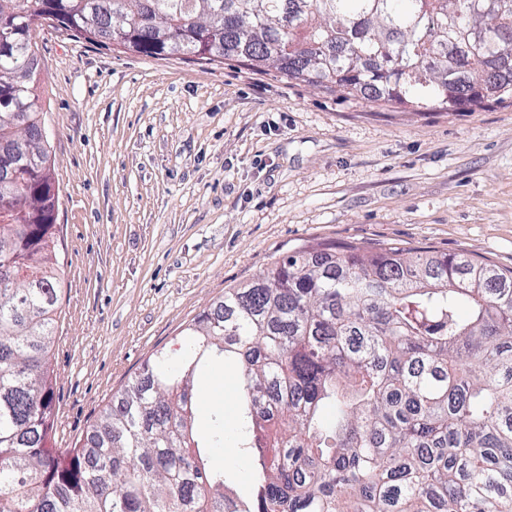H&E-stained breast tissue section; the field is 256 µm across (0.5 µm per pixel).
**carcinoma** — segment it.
Returning <instances> with one entry per match:
<instances>
[{"instance_id":"obj_1","label":"carcinoma","mask_w":512,"mask_h":512,"mask_svg":"<svg viewBox=\"0 0 512 512\" xmlns=\"http://www.w3.org/2000/svg\"><path fill=\"white\" fill-rule=\"evenodd\" d=\"M44 0H0V512H512V271L464 254L325 243L276 259L184 329L51 452L60 281L41 137ZM54 23L147 57L450 112L512 101V0H51ZM238 378L254 494L213 462L202 368Z\"/></svg>"}]
</instances>
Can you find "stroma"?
Here are the masks:
<instances>
[{
  "mask_svg": "<svg viewBox=\"0 0 512 512\" xmlns=\"http://www.w3.org/2000/svg\"><path fill=\"white\" fill-rule=\"evenodd\" d=\"M61 315L51 448L82 446L155 352L227 288L323 242L512 269V104L417 112L272 69L151 58L42 26ZM228 486L251 498L224 372Z\"/></svg>",
  "mask_w": 512,
  "mask_h": 512,
  "instance_id": "35a3bbf8",
  "label": "stroma"
}]
</instances>
